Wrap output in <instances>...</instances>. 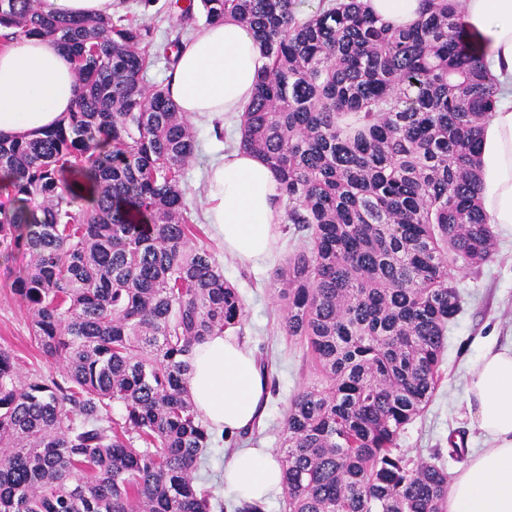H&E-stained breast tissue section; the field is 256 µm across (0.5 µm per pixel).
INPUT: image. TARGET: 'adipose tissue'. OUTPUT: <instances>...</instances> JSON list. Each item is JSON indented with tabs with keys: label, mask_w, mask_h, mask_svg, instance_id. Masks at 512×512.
<instances>
[{
	"label": "adipose tissue",
	"mask_w": 512,
	"mask_h": 512,
	"mask_svg": "<svg viewBox=\"0 0 512 512\" xmlns=\"http://www.w3.org/2000/svg\"><path fill=\"white\" fill-rule=\"evenodd\" d=\"M478 56L499 84L479 155L481 203L489 223L512 225V0H460ZM266 62L253 31L232 19L185 41L168 93L190 122L221 132L242 111ZM76 104L74 63L52 39L20 36L0 47V137L35 138ZM285 198L279 176L258 153L215 157L204 178V217L226 254L258 264L281 235ZM197 412L232 437L260 418L267 382L249 348L215 334L196 345L187 375ZM467 404L485 446L456 476L446 512H512V342L488 347L468 373ZM225 474L245 498L260 500L281 482L269 448H243Z\"/></svg>",
	"instance_id": "obj_1"
}]
</instances>
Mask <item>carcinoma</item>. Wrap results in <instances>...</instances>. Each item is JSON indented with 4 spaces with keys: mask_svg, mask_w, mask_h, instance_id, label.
I'll use <instances>...</instances> for the list:
<instances>
[{
    "mask_svg": "<svg viewBox=\"0 0 512 512\" xmlns=\"http://www.w3.org/2000/svg\"><path fill=\"white\" fill-rule=\"evenodd\" d=\"M201 3L207 23L234 18L264 47L239 147L278 173L285 223L310 236L274 273L282 329L322 377L283 420L286 512H445L448 472L410 464L399 439L438 385L460 309L451 264L493 253L477 151L497 80L456 0H424L409 28L359 0L305 17L296 0ZM0 28L56 40L78 88L65 125L0 138V252L30 257L11 288L57 367L25 376L0 349V512H224L198 481L225 435L186 375L193 347L237 332L245 309L192 239L197 143L165 86L147 85L153 32L38 0H0Z\"/></svg>",
    "mask_w": 512,
    "mask_h": 512,
    "instance_id": "cac0c4a2",
    "label": "carcinoma"
}]
</instances>
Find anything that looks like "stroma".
I'll list each match as a JSON object with an SVG mask.
<instances>
[{
  "label": "stroma",
  "mask_w": 512,
  "mask_h": 512,
  "mask_svg": "<svg viewBox=\"0 0 512 512\" xmlns=\"http://www.w3.org/2000/svg\"><path fill=\"white\" fill-rule=\"evenodd\" d=\"M189 0H118V12L146 22L153 30L157 55L147 72L152 84L166 83L172 70L163 50L166 44L185 39L205 24L202 8H195L194 20H184L182 5ZM197 151L186 167L184 180L194 198L188 204L191 224L198 231V241L207 247L224 269L225 279L239 291L246 310L242 339L256 356L273 363L276 384L261 418L249 434L237 437L234 448H278L285 413L291 399L299 392L315 387L321 376L310 348L291 340L282 330L283 309L274 284V272L288 253L300 250L309 240L296 234L292 225H284L277 246L270 257L256 266L241 265L225 256L211 241L203 222V203L198 196L205 168L217 145L233 149L238 145L239 117L224 116L221 135H214L204 123L194 126ZM28 257L0 253V347L11 350L26 374H50L55 367L44 356L31 331L27 307L13 293L11 282L19 270L29 268ZM454 282L462 297V310L449 324L445 350L440 364L441 379L425 412L407 426L399 447L412 461L435 463L449 474H457L463 464L450 453L449 443H462L467 452L483 446L466 405L468 370L483 349L492 343L512 341V227L496 230V246L491 258L479 266L454 264Z\"/></svg>",
  "instance_id": "1"
}]
</instances>
